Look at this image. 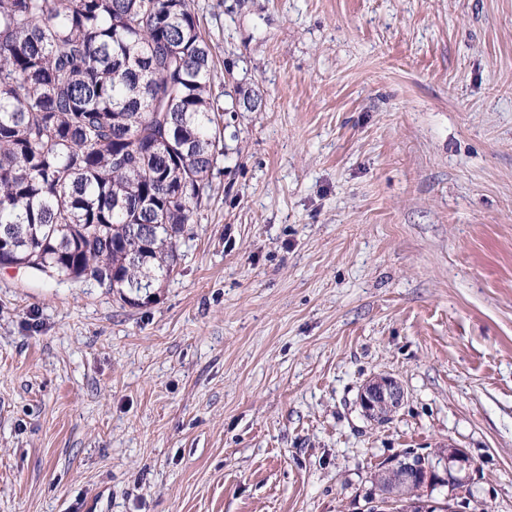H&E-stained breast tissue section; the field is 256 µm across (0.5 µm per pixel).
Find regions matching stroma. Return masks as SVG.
Wrapping results in <instances>:
<instances>
[{"mask_svg": "<svg viewBox=\"0 0 512 512\" xmlns=\"http://www.w3.org/2000/svg\"><path fill=\"white\" fill-rule=\"evenodd\" d=\"M195 7L225 154L173 277L0 268V512H362L449 445L512 512V0ZM404 399L405 390L396 378L380 376L365 383L359 405L367 420L379 423L390 418L402 406Z\"/></svg>", "mask_w": 512, "mask_h": 512, "instance_id": "35a3bbf8", "label": "stroma"}]
</instances>
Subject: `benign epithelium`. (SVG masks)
Masks as SVG:
<instances>
[{"label":"benign epithelium","mask_w":512,"mask_h":512,"mask_svg":"<svg viewBox=\"0 0 512 512\" xmlns=\"http://www.w3.org/2000/svg\"><path fill=\"white\" fill-rule=\"evenodd\" d=\"M405 399L402 384L394 377L380 376L365 383L359 396V405L364 417L374 423L384 422L399 409ZM472 467L467 455L459 448L451 446L448 456L431 461L428 456L415 451H404L384 465L383 473L388 476V485L408 487L409 496L423 498L420 505L431 509V492L444 482L465 484L469 480Z\"/></svg>","instance_id":"obj_1"}]
</instances>
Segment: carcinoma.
Returning a JSON list of instances; mask_svg holds the SVG:
<instances>
[{"label":"carcinoma","mask_w":512,"mask_h":512,"mask_svg":"<svg viewBox=\"0 0 512 512\" xmlns=\"http://www.w3.org/2000/svg\"><path fill=\"white\" fill-rule=\"evenodd\" d=\"M192 2L0 0L1 268L89 271L124 302L171 278L224 157Z\"/></svg>","instance_id":"1"}]
</instances>
